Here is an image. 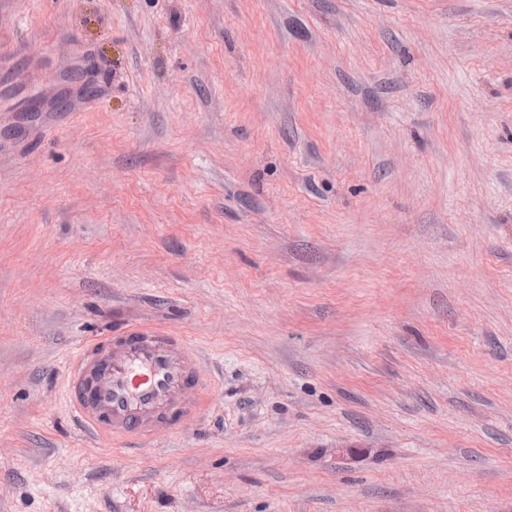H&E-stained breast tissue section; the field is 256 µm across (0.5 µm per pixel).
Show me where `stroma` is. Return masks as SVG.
Here are the masks:
<instances>
[{"instance_id":"stroma-1","label":"stroma","mask_w":512,"mask_h":512,"mask_svg":"<svg viewBox=\"0 0 512 512\" xmlns=\"http://www.w3.org/2000/svg\"><path fill=\"white\" fill-rule=\"evenodd\" d=\"M136 326L213 383L131 450ZM0 512H512V0H0ZM206 387L187 339L148 328L83 346L65 377L69 408L92 435L138 441L150 437L154 419L181 427Z\"/></svg>"}]
</instances>
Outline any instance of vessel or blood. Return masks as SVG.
<instances>
[{
	"label": "vessel or blood",
	"mask_w": 512,
	"mask_h": 512,
	"mask_svg": "<svg viewBox=\"0 0 512 512\" xmlns=\"http://www.w3.org/2000/svg\"><path fill=\"white\" fill-rule=\"evenodd\" d=\"M206 386L187 339L148 328L83 346L65 377L69 408L92 435L138 441L150 437L155 419L181 427Z\"/></svg>",
	"instance_id": "obj_1"
}]
</instances>
